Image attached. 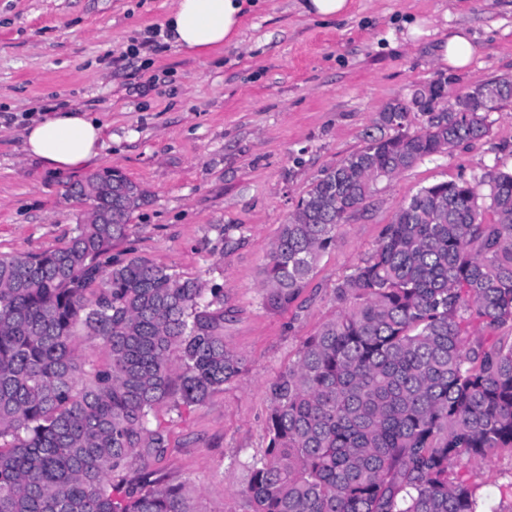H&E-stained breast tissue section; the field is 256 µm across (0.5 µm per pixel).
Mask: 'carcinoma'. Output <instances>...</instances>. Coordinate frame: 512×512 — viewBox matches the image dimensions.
I'll return each instance as SVG.
<instances>
[{
  "label": "carcinoma",
  "mask_w": 512,
  "mask_h": 512,
  "mask_svg": "<svg viewBox=\"0 0 512 512\" xmlns=\"http://www.w3.org/2000/svg\"><path fill=\"white\" fill-rule=\"evenodd\" d=\"M391 107L281 225L265 307L295 300L380 182L488 131L484 111ZM481 184L421 188L336 284L339 312L270 388L249 512H478L451 464L512 451V172ZM76 193L92 209L65 245L0 255V512H196L184 486L126 476L164 457L158 406L178 412L242 377L224 288L112 255L144 202L121 171ZM469 319L501 335L471 344Z\"/></svg>",
  "instance_id": "1"
}]
</instances>
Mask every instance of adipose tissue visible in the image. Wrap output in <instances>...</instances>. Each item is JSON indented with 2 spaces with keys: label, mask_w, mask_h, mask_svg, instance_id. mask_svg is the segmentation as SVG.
<instances>
[{
  "label": "adipose tissue",
  "mask_w": 512,
  "mask_h": 512,
  "mask_svg": "<svg viewBox=\"0 0 512 512\" xmlns=\"http://www.w3.org/2000/svg\"><path fill=\"white\" fill-rule=\"evenodd\" d=\"M243 4L244 0H174L164 25L178 49L205 57L237 39ZM103 135V125L81 112L57 111L26 128L24 149L52 168L70 170L97 156Z\"/></svg>",
  "instance_id": "ef3b65f1"
}]
</instances>
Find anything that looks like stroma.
I'll return each instance as SVG.
<instances>
[{
	"label": "stroma",
	"mask_w": 512,
	"mask_h": 512,
	"mask_svg": "<svg viewBox=\"0 0 512 512\" xmlns=\"http://www.w3.org/2000/svg\"><path fill=\"white\" fill-rule=\"evenodd\" d=\"M173 4L0 0V255L62 247L92 206L73 188L93 173L114 167L141 186L146 201L114 254L221 284L224 340L246 360L240 381L204 403L158 408L168 449L153 477L185 484L199 512H249L244 464L268 446L270 388L336 315L337 282L420 188L512 170V102L488 112L483 138L378 184L279 310L260 288L271 244L309 184L363 146L387 104L440 74L454 77L456 94L512 76V0H351L328 21L301 15L300 0H259L246 5L235 43L199 59L165 42ZM460 29L474 54L454 68L438 49ZM148 37L151 48L128 55ZM47 107L103 123L89 165L59 171L23 151L25 126ZM449 475L487 512H512V452L458 459Z\"/></svg>",
	"instance_id": "obj_1"
}]
</instances>
